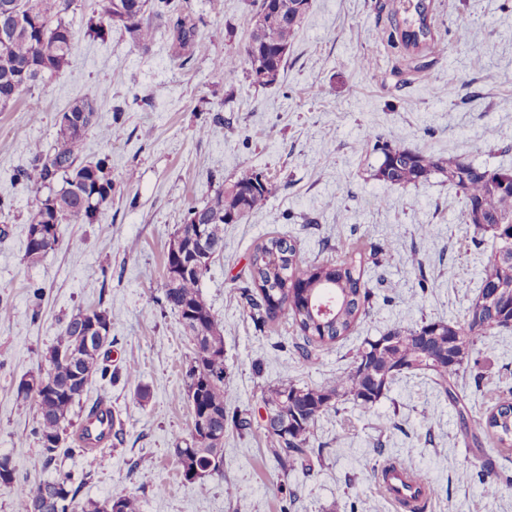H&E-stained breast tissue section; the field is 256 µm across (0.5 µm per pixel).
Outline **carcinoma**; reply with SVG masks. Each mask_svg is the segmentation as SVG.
Instances as JSON below:
<instances>
[{"instance_id": "1", "label": "carcinoma", "mask_w": 512, "mask_h": 512, "mask_svg": "<svg viewBox=\"0 0 512 512\" xmlns=\"http://www.w3.org/2000/svg\"><path fill=\"white\" fill-rule=\"evenodd\" d=\"M24 9L16 10L17 0H0V32L11 35L0 42V96L12 101L36 83L62 74L70 64L73 32L63 18L71 0H23ZM290 4L285 19L276 25L254 26L245 45L252 82L270 86L271 72H280L286 57L279 53L291 46L293 39L311 8V0H283ZM98 16L91 18L88 29L102 38L114 25H121L133 41L142 46L151 43L157 32L156 20L175 9L172 0H155L147 11V0H98ZM402 26L382 32V38L393 44L417 47L431 35L428 6L425 0H407L403 5ZM238 68V58L227 53L215 58L214 70L229 74ZM64 111L83 120V129L70 131L57 126L53 147L38 156L20 173L26 184L50 188L40 200L28 229L25 259L34 265L59 242L60 228L78 220H92L100 207L112 198V172L107 158L95 162L82 159L86 136L97 128L98 105L89 95L75 97ZM383 162L376 176L390 184L408 185L443 174L462 195L468 223L491 235L492 255L484 269L482 286L499 285L512 290V261L502 259L509 250L508 240L499 233V225L512 224V180L501 178L512 170L478 172L474 165L460 160H443L399 145L382 146ZM272 187L263 186L259 173L244 170L201 206L187 212V222L179 225L181 233L176 247L168 248L165 261V286L161 305L175 312L184 329L192 337H202L195 345L185 374L186 391L194 395L190 406L194 428L204 427L224 433L231 426L239 431L250 428V420L228 415L224 410V336L214 314L204 302L200 283L205 272H182L190 260L192 225L213 224L219 229L214 237L216 251L224 248V224L234 214L241 220L261 209ZM250 284L239 289L240 298L252 313V319L266 323L288 308L301 333L302 342L294 345L302 358H309L308 347L333 342L347 334L366 312L370 289L363 282V269L346 260L337 266L302 263L294 244L272 238L257 246L249 261ZM304 286L291 291L288 282ZM329 297L335 300V315L319 317L308 302L316 304ZM112 314L102 305L79 309L66 322L57 344L50 350L46 376L52 387L40 389L41 378L23 380L17 396L33 394L38 406L36 435L46 463L55 460L59 442L67 432L70 414L82 396L89 378L99 372L106 376L108 368L100 365V356L109 340ZM512 328V308L488 298L480 290L462 322H424L415 327H394L385 334L367 338L356 349L351 369L336 379L332 386L300 387L286 382L269 389L265 398L268 409L296 421L290 439L281 440L267 433L269 452L282 474L309 465L315 454L310 437L311 427L320 415L336 407L334 398L342 391L350 402L364 412L369 411L396 376L413 371L431 373L434 384L462 424L465 445L482 452L483 438L492 435L502 445L512 446V402H497L485 416L469 417V409L457 393L455 380L465 351L477 345L494 329ZM98 340L87 341V337ZM195 446L174 449V457L184 478L197 470L221 471L223 450H214L202 433L192 435ZM70 475L39 484L19 497L14 512H79Z\"/></svg>"}]
</instances>
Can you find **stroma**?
Masks as SVG:
<instances>
[{"mask_svg":"<svg viewBox=\"0 0 512 512\" xmlns=\"http://www.w3.org/2000/svg\"><path fill=\"white\" fill-rule=\"evenodd\" d=\"M426 2L431 37L413 49L380 37L401 22L399 0H312L277 83L261 87L248 64L229 78L212 69L215 57L243 52L255 0H189L180 16L162 19L146 47L116 26L94 37L87 22L97 0H73L65 15L69 68L0 109V303L13 312L0 320V455L16 473L0 488V512H13L16 498L61 473L79 485L86 508L132 494L142 512H396L377 482L396 459L432 480L423 512H512V488L491 495L486 483L463 480L484 457L466 448L455 410L424 371L399 375L367 412L337 398L311 429L322 451L311 471L281 476L264 430L268 387L334 384L364 339L395 326L462 321L479 293L490 239L466 223L461 196L439 174L408 186L377 179L383 156L363 145L369 133L512 170V0ZM180 17L195 27L183 48L173 37ZM463 28L469 41L455 40ZM365 55L373 59L367 70L359 65ZM84 94L97 100L99 124L83 157H108L112 200L94 220L62 225L55 249L31 265L27 231L48 190L16 175L55 143L58 113ZM117 123L121 136L109 138ZM245 169L264 174L272 191L260 210L225 225L201 295L224 334V406L251 427L225 430L220 473L188 481L173 451L192 443L183 375L193 344L159 303L165 257L187 209ZM272 238L322 264L339 262L336 245L345 243L362 257L372 290L351 333L306 361L293 348L298 329L289 312L257 326L236 293L253 250ZM379 246L390 261L376 267L370 254ZM97 304L112 313L106 351L115 376L89 380L71 413L68 452L48 464L34 434L35 400L17 397L16 387L47 369L69 317ZM129 368L137 373L130 382ZM456 388L476 416L495 390L512 389V328L468 350ZM102 399L120 431L98 460L72 447L75 427ZM144 470L153 486L141 485Z\"/></svg>","mask_w":512,"mask_h":512,"instance_id":"obj_1","label":"stroma"}]
</instances>
